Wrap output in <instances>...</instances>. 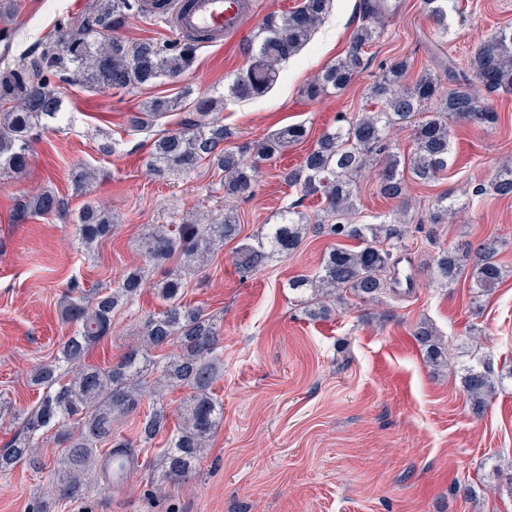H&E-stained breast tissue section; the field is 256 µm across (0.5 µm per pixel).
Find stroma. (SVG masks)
I'll use <instances>...</instances> for the list:
<instances>
[{
  "label": "stroma",
  "instance_id": "1",
  "mask_svg": "<svg viewBox=\"0 0 512 512\" xmlns=\"http://www.w3.org/2000/svg\"><path fill=\"white\" fill-rule=\"evenodd\" d=\"M90 0H11V59L63 25L77 24ZM242 37L202 47L183 83L162 81L135 92H96L63 87L73 122L42 132L28 168L0 177V398L26 409L39 391L30 383L39 365L53 360L72 331L63 309L70 280L84 288L111 286L142 261L138 241L149 224H175L186 213L224 210V175L201 164L188 175L160 177L144 159L152 137L128 119L155 96L224 95L246 71L243 47L265 18L299 0H254ZM382 34L369 48L364 69L340 92L309 101L301 90L344 55L361 24L360 0H332L331 12L313 41L283 66L284 78L266 97L226 103L218 117L244 141L263 139L282 126L305 124L308 138L261 163L249 197L235 200L238 241L225 243L205 271L192 277L184 300L214 314L222 326L220 378L213 385L224 402V419L188 485L159 488L166 435L137 449L138 463L119 488L92 487L85 504L58 512H512V381L500 386L484 413L475 414L463 391L466 368L498 376L512 370V197L476 198L475 183H490L512 163V94L494 98L495 127L453 124L452 161L429 185L409 183L399 200L381 197L370 177L357 180L358 220L409 225L399 269L412 279L384 302L352 298L328 302L313 319L293 298L288 281L318 271L333 239L310 238L293 256L270 260L252 277L235 268L239 242L251 240L290 205L310 217L322 203L280 180L301 164L337 115L375 110L367 96L383 64L407 57L413 73L445 74L481 41L512 26V0H458L448 35L428 17L423 0H394ZM112 140L117 150L98 147ZM84 163L97 180L75 193L70 172ZM54 192L68 204L67 218L12 220L21 196ZM457 214L448 223L427 216L441 197ZM111 206L120 223L112 237L84 250L72 224L86 202ZM498 237L504 276L476 294L469 274L452 287L433 275V259L448 246H476ZM161 302L145 289L135 304L112 319V334L94 344L88 363L112 365L149 313ZM441 333L447 361L435 367L413 337L420 321ZM53 478L52 467L26 465L0 475V512H29Z\"/></svg>",
  "mask_w": 512,
  "mask_h": 512
}]
</instances>
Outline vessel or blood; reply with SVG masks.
I'll return each mask as SVG.
<instances>
[{
	"label": "vessel or blood",
	"mask_w": 512,
	"mask_h": 512,
	"mask_svg": "<svg viewBox=\"0 0 512 512\" xmlns=\"http://www.w3.org/2000/svg\"><path fill=\"white\" fill-rule=\"evenodd\" d=\"M253 12V0H164L159 10L178 36L208 45L240 36Z\"/></svg>",
	"instance_id": "1"
}]
</instances>
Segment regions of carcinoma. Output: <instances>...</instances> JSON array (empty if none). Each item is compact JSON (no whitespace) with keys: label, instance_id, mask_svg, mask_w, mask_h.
<instances>
[{"label":"carcinoma","instance_id":"cac0c4a2","mask_svg":"<svg viewBox=\"0 0 512 512\" xmlns=\"http://www.w3.org/2000/svg\"><path fill=\"white\" fill-rule=\"evenodd\" d=\"M330 5L331 0H302L286 14L267 19L259 36L245 45L250 65L228 85L227 97L252 100L267 94L280 78V65L312 40ZM424 5L441 33L448 34L451 13L456 9L454 0H424ZM141 10L139 0H91L77 27L59 28L40 43L36 54H23L25 63L9 64L0 71V176L27 167L40 131L53 122L70 121L69 113L59 111L63 92L61 86L51 83L50 76L92 90L132 92L161 80L179 82L193 69L201 47L197 39L130 43L115 36L128 16ZM360 10L364 23L353 31L346 54L304 87L305 98L313 101L343 90L365 67L367 50L389 9L387 0H361ZM409 70L404 58L387 65L369 88L370 99L380 104V109L355 118L339 117V125L323 133L302 164L283 173L285 185H299L304 194L321 197L323 217L312 224L294 204L282 210L277 223L262 225L252 242L239 245L236 267L241 276L251 275L276 256H291L308 234H325L354 245L336 244L323 258L317 275L301 274L288 282L289 290L309 314L326 309L323 299L347 292L363 303L381 301L391 288L389 273L398 263L407 228L354 222L356 179L371 168L378 194L400 198L407 180L428 185L448 169L450 122L484 128L497 124L499 115L490 97L512 92V29L476 45L461 70L448 69L446 88L439 77L428 72L409 82ZM175 107L177 103L165 97L152 98L143 102L130 125L136 131L150 130ZM195 109V117L182 128L166 131L152 142L147 165L160 174H188L205 161L224 173L226 196H249L259 161L273 158L308 136L304 124L294 123L262 141L226 148L224 143L234 132L211 118L219 111V101L201 97ZM394 126L412 128L413 150L407 163L390 150L387 132ZM72 178L82 191L95 179V171L78 164ZM489 187L498 196H512V166H502L488 186L475 184L473 196L482 197ZM66 208L62 198L44 191L22 201L14 221L24 224L37 215L62 214ZM454 211V203L442 197L428 222L445 224ZM116 227L112 209L94 202L77 215V236L89 249L111 236ZM239 234L240 224L231 213L195 212L177 224L149 225L141 238L143 263L111 287L93 290L87 301L80 282H71L74 297L65 318L75 329L54 360L33 372L31 383L40 390L39 400L26 411L0 401V419L9 415L20 424L17 434L0 450V473L23 463L41 468L40 448L51 430L64 442L50 496L36 501L32 512H56L62 502L83 503L93 481L112 485V455L134 456V444L117 438L112 423L135 412L147 394L153 396V402L139 421L142 442H151L167 429L170 417L178 419L162 454V482L176 487L195 476L213 431L224 421V404L212 393L218 376L221 328L215 316L184 303L182 295L187 276L200 273L215 250ZM498 253V242L490 238L463 254L444 250L435 262L438 279L446 286L454 284L465 270L464 261L470 259L474 287L489 291L502 280ZM173 258L177 264L157 285L163 305L141 323L135 344L109 367L86 364L90 347L109 334L115 313L131 307L149 284L152 269ZM414 336L430 363L443 361L444 347L429 323L420 322ZM169 347L175 351L156 359V351ZM507 378L512 379V369L498 378L476 367L467 369L462 386L472 409L483 411L497 385ZM171 389L186 391L173 410L164 402Z\"/></svg>","mask_w":512,"mask_h":512}]
</instances>
